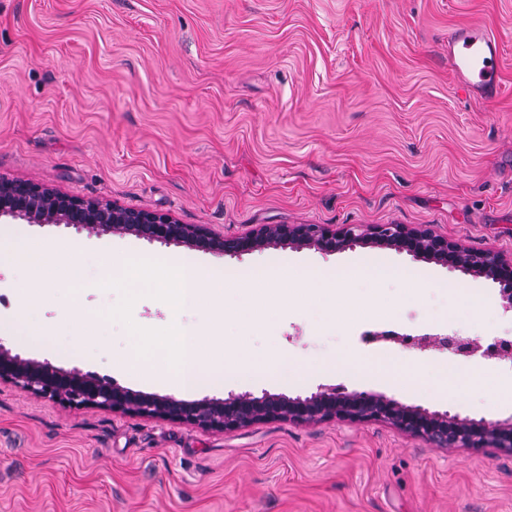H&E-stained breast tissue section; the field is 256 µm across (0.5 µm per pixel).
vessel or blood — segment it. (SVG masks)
I'll return each mask as SVG.
<instances>
[{"label":"vessel or blood","mask_w":512,"mask_h":512,"mask_svg":"<svg viewBox=\"0 0 512 512\" xmlns=\"http://www.w3.org/2000/svg\"><path fill=\"white\" fill-rule=\"evenodd\" d=\"M448 64L468 95L491 103L502 91L500 39L486 28L471 26L451 34Z\"/></svg>","instance_id":"b4317fda"}]
</instances>
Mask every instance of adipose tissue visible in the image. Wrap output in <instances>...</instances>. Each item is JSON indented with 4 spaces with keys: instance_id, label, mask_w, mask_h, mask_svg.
I'll return each instance as SVG.
<instances>
[{
    "instance_id": "obj_1",
    "label": "adipose tissue",
    "mask_w": 512,
    "mask_h": 512,
    "mask_svg": "<svg viewBox=\"0 0 512 512\" xmlns=\"http://www.w3.org/2000/svg\"><path fill=\"white\" fill-rule=\"evenodd\" d=\"M54 253L61 259L68 280L77 282L82 278L83 263L81 248L70 242H50L32 237L19 230H13L0 237V261L16 260L24 264L31 276L30 286L40 290L47 276L46 253ZM402 269L393 265L370 266L358 264L343 270L340 277L326 275L319 271L277 267L263 270L256 283L261 288L280 290L283 288H306L315 286L340 290L342 283L366 277L378 280L384 277L402 276Z\"/></svg>"
}]
</instances>
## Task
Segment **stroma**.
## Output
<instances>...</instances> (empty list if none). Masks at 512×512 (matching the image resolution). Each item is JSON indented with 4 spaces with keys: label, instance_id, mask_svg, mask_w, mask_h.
Returning a JSON list of instances; mask_svg holds the SVG:
<instances>
[{
    "label": "stroma",
    "instance_id": "stroma-1",
    "mask_svg": "<svg viewBox=\"0 0 512 512\" xmlns=\"http://www.w3.org/2000/svg\"><path fill=\"white\" fill-rule=\"evenodd\" d=\"M481 25L501 37L504 91L491 106L458 86L448 38ZM0 178L240 234L262 224H428L512 258V0H0ZM23 232L83 248L86 283L57 258L32 293L23 264L0 265V345L25 359L180 396L157 378L162 352L139 359L119 301L98 287L102 260L173 258L184 247L88 234ZM226 272L288 266L330 275L391 264L425 280H359L337 294L263 291L238 281L202 305L143 297L146 328L211 327L235 359L286 360L280 371L226 376L196 400L336 388L432 411L512 418V360L400 346L396 357L451 362L434 378L344 371L384 362L373 331L512 337V312L488 281L359 247L325 255L290 244L238 258L196 251ZM487 298L478 311L461 290ZM89 322L70 354V307ZM0 512H512V456L434 448L380 421H267L213 431L55 402L0 380Z\"/></svg>",
    "mask_w": 512,
    "mask_h": 512
}]
</instances>
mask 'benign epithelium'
<instances>
[{
    "mask_svg": "<svg viewBox=\"0 0 512 512\" xmlns=\"http://www.w3.org/2000/svg\"><path fill=\"white\" fill-rule=\"evenodd\" d=\"M27 224L73 226L91 235H132L147 242L177 244L191 250L240 257L250 251L290 243L323 254L358 245L386 246L417 260L496 284L502 306L512 310V259L491 250L467 247L437 234L427 224H349L338 230L325 224H266L240 235H224L206 224H180L173 218L114 203L84 200L50 188L0 178V219ZM438 346L459 355L481 353L501 358L502 341L487 348L474 340L445 336ZM23 390L76 405L119 411L140 417L186 422L227 431L257 422L280 420L318 424L332 419L389 423L435 448H495L512 456V419L479 420L449 412L407 405L383 394L320 390L308 397L290 398L265 393L231 394L223 400H183L133 392L76 370L65 371L36 360L21 359L0 345V380Z\"/></svg>",
    "mask_w": 512,
    "mask_h": 512,
    "instance_id": "7a95c632",
    "label": "benign epithelium"
}]
</instances>
